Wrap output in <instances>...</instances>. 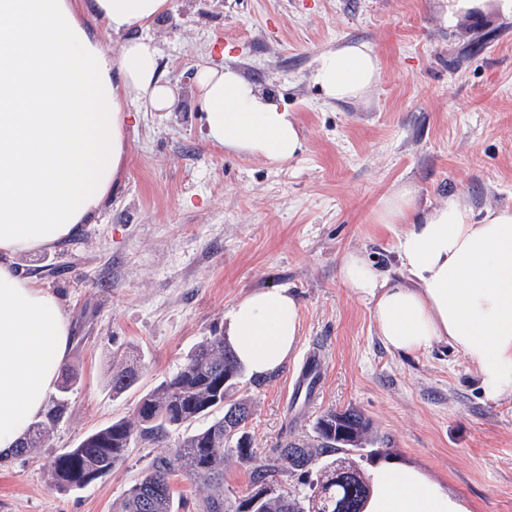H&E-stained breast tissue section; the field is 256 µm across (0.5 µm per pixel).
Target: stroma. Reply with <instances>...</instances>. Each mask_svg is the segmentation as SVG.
Here are the masks:
<instances>
[{
  "mask_svg": "<svg viewBox=\"0 0 512 512\" xmlns=\"http://www.w3.org/2000/svg\"><path fill=\"white\" fill-rule=\"evenodd\" d=\"M445 0H169L147 29L173 112L130 104L127 168L94 223L18 267L56 293L72 330L63 370L69 411L38 453L0 463V512H112L165 444L130 449L81 490L51 487L45 463L128 416L173 376L241 298L285 287L300 302L288 363L242 375L251 445L306 439L324 411L356 408L379 436L365 473L420 468L470 512H512V395L487 398L474 365L447 343L389 350L368 305L339 276L358 251L393 278L404 227L377 223L384 197L412 186L420 203L457 196L473 213L512 205V16L498 0L446 20ZM367 43L380 78L363 98L331 102L312 80L317 57ZM230 67L290 112L303 142L276 163L211 143L186 85L197 66ZM321 352L310 404L293 400L306 354ZM145 366L113 397L117 359Z\"/></svg>",
  "mask_w": 512,
  "mask_h": 512,
  "instance_id": "obj_1",
  "label": "stroma"
}]
</instances>
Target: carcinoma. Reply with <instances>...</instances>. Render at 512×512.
<instances>
[{
	"label": "carcinoma",
	"mask_w": 512,
	"mask_h": 512,
	"mask_svg": "<svg viewBox=\"0 0 512 512\" xmlns=\"http://www.w3.org/2000/svg\"><path fill=\"white\" fill-rule=\"evenodd\" d=\"M242 371L224 335L206 338L176 374L139 398L132 415L52 456L46 463L51 485L60 491L82 489L112 473L135 445L173 436L171 448L154 458L114 512H179L174 481L180 476L204 491L196 512H364L372 488L351 452L377 442L370 419L356 408L330 409L317 417L313 437H286L260 454L246 431L249 403L237 396ZM140 377L134 364L112 368V394L133 388ZM70 382L66 377L61 397L30 426L16 455L45 446L66 413ZM202 417L210 418L208 424L188 431ZM230 457L250 473V491L242 497L224 491V462ZM296 475L308 491L285 487L284 479Z\"/></svg>",
	"instance_id": "carcinoma-1"
}]
</instances>
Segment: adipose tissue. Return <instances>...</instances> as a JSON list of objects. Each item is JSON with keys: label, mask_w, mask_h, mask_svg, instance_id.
Returning <instances> with one entry per match:
<instances>
[{"label": "adipose tissue", "mask_w": 512, "mask_h": 512, "mask_svg": "<svg viewBox=\"0 0 512 512\" xmlns=\"http://www.w3.org/2000/svg\"><path fill=\"white\" fill-rule=\"evenodd\" d=\"M169 0H0V455L9 457L43 412L70 348L58 296L21 274L16 259L77 237L111 196L127 162L131 102L154 112L179 99L140 37ZM92 16L126 40L111 56ZM363 42L323 52L312 79L330 101L363 97L379 80ZM208 139L272 161L302 144L289 112L229 68L194 76ZM381 224H402L405 280L345 253L342 281L372 312L390 350L418 353L446 342L477 368L485 395L512 392V206L476 215L456 196L422 206L400 187L384 198ZM225 336L252 376L280 370L299 340V303L285 288L258 290L227 314ZM367 512H466L420 470L385 465L372 475Z\"/></svg>", "instance_id": "ef3b65f1"}]
</instances>
